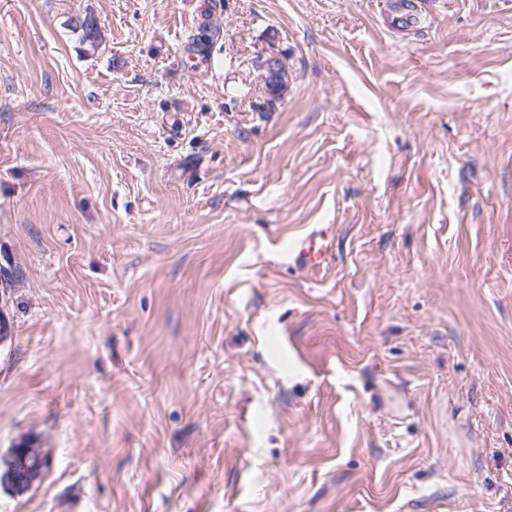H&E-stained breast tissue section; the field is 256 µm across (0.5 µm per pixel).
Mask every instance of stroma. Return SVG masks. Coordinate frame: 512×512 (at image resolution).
Here are the masks:
<instances>
[{
    "mask_svg": "<svg viewBox=\"0 0 512 512\" xmlns=\"http://www.w3.org/2000/svg\"><path fill=\"white\" fill-rule=\"evenodd\" d=\"M414 3L0 0V512H512V0ZM333 247L334 234L326 224L315 233L293 240L288 247V257L302 269H315L332 256ZM16 448L0 457V483L14 491H22L39 479L40 468L32 467L31 462L39 455L40 448L28 447L23 451Z\"/></svg>",
    "mask_w": 512,
    "mask_h": 512,
    "instance_id": "1",
    "label": "stroma"
}]
</instances>
